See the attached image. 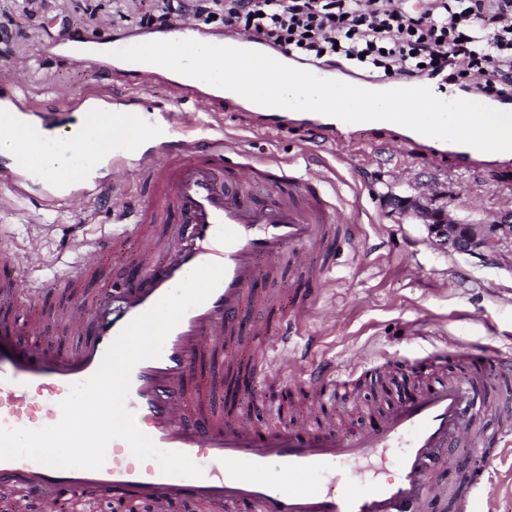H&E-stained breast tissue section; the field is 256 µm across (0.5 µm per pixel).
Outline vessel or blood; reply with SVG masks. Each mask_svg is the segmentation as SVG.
I'll use <instances>...</instances> for the list:
<instances>
[{
    "label": "vessel or blood",
    "mask_w": 512,
    "mask_h": 512,
    "mask_svg": "<svg viewBox=\"0 0 512 512\" xmlns=\"http://www.w3.org/2000/svg\"><path fill=\"white\" fill-rule=\"evenodd\" d=\"M92 64L116 81L134 68L110 55ZM151 77L204 104L224 100L221 88L180 83L166 68ZM312 127L320 139L338 146L347 144L351 129L350 123L329 115L313 121ZM371 128L395 133V141H379L384 152L395 151L403 141L431 155L436 164L450 161L470 171L486 159L485 152L470 146L393 122L375 121ZM158 152L142 168L143 184L155 193L151 208L132 207L127 194L113 183H84L63 193H46V207L93 196L124 215L126 224L103 241L108 249H124L134 237L141 250H153L154 241L141 230L145 224L166 225L167 241L156 262L130 261L131 279L114 306L90 310L77 302L59 312V320L80 339L72 351L49 353L40 346V318L0 315V427L38 429L58 423L60 404L72 385L97 371L110 344L131 321L190 271L208 263L209 246L220 239L225 268L221 282L203 304L184 315L160 357L134 367L127 398L139 428L160 449L186 453L203 475L163 474L157 460L138 461L121 439L109 443L98 470L51 468L26 458L0 461V489L21 495L15 512H24L29 501L39 503L41 512H60L63 491L110 499L116 512L136 503L147 504L151 512H170L178 501L192 502L201 512H425L430 496L442 491L436 473L456 449L481 461L468 476L470 492L460 501V512H492L501 485L477 446L481 430L476 421L482 412L469 404L475 391L490 388L496 376L511 375L512 362L486 369L485 350L469 354L476 366L470 377L420 388L416 398L395 407L371 429H338L329 406L323 407L322 423L315 429L259 431L210 408L189 416L197 403L189 378L225 342L255 339L257 353L247 365L249 371L269 362L291 366V335L309 313L305 296L289 290L293 309L286 325H250L245 317L259 296V284L281 260L312 282H322L315 261L331 246L329 228L347 237L349 217L330 201L323 173L287 170L266 161L235 163L226 159L223 145L212 140H162ZM255 185L264 187V195L252 193ZM40 246L34 239L26 255L0 253V271H13L9 277L0 274V298L22 290L40 298L39 282L19 276ZM14 335L28 337V345H12ZM387 453L396 456L394 478H344V471L375 466Z\"/></svg>",
    "instance_id": "b4317fda"
}]
</instances>
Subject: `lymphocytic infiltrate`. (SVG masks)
Listing matches in <instances>:
<instances>
[{
    "label": "lymphocytic infiltrate",
    "instance_id": "1",
    "mask_svg": "<svg viewBox=\"0 0 512 512\" xmlns=\"http://www.w3.org/2000/svg\"><path fill=\"white\" fill-rule=\"evenodd\" d=\"M162 23L183 11L225 30L262 35L295 61L349 66L388 78L446 74L457 61L482 77L477 90L512 98V0H426L416 12L402 0H163Z\"/></svg>",
    "mask_w": 512,
    "mask_h": 512
}]
</instances>
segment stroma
Returning a JSON list of instances; mask_svg holds the SVG:
<instances>
[{
  "instance_id": "obj_1",
  "label": "stroma",
  "mask_w": 512,
  "mask_h": 512,
  "mask_svg": "<svg viewBox=\"0 0 512 512\" xmlns=\"http://www.w3.org/2000/svg\"><path fill=\"white\" fill-rule=\"evenodd\" d=\"M159 0H0V18H9L19 34L11 43L8 61H0V88L20 87L33 104L30 115L47 130L70 124L65 109L45 111L58 91L83 96L111 87V79L87 65L61 56L64 27L86 31L104 43L126 38L145 40L165 35L155 21ZM139 108L150 123L160 122V109L180 101L188 121L179 135L190 139L202 104L178 99L167 85L148 82L137 92ZM212 137L235 143L254 160L275 158L326 174L336 204L351 217L354 231L337 241L324 258L328 286L309 292L311 311L291 343L297 370L257 373L252 397L234 417L252 428L267 429L297 419L315 425L319 413L307 383L306 369L319 364L344 367L333 403L342 424L365 428L379 415L405 400L410 382L402 374L374 379L385 361H414L453 344L446 373L468 375L462 353L483 345L497 348L500 358H512V248L482 260L438 247L414 211L400 210L398 200L417 198L445 205L448 219L460 224H494L512 212V161H485L478 176L452 165L435 167L424 155L397 149L379 156L366 128H356L349 147L318 145L302 128L257 129L236 113L221 112L210 119ZM144 137L138 151L120 167H108L105 178L117 182L133 204L147 201L138 167L143 151L153 149ZM48 189L47 182L29 180L25 195L0 183V251L19 252L31 235L43 239V260L32 276L44 286L40 302L27 293L13 300L15 313L33 306L55 309L65 301L88 307L110 305L108 283H121L127 255L137 253L136 240L124 250H100L91 275L81 276L71 298L60 295L57 279L73 260L66 245L71 238L95 240L108 235L118 219L105 203L77 201L57 208L34 205ZM246 347L227 345L218 358L198 366L192 381L209 388L215 405H223L221 384L226 365L240 361Z\"/></svg>"
}]
</instances>
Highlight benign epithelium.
Segmentation results:
<instances>
[{
  "mask_svg": "<svg viewBox=\"0 0 512 512\" xmlns=\"http://www.w3.org/2000/svg\"><path fill=\"white\" fill-rule=\"evenodd\" d=\"M422 216L433 218L428 230L443 249L489 257L512 243V213L505 214L498 224H451L441 211L432 215L425 210Z\"/></svg>",
  "mask_w": 512,
  "mask_h": 512,
  "instance_id": "1",
  "label": "benign epithelium"
}]
</instances>
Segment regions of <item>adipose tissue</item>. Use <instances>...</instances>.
I'll return each mask as SVG.
<instances>
[{"instance_id": "1", "label": "adipose tissue", "mask_w": 512, "mask_h": 512, "mask_svg": "<svg viewBox=\"0 0 512 512\" xmlns=\"http://www.w3.org/2000/svg\"><path fill=\"white\" fill-rule=\"evenodd\" d=\"M140 129L139 113L90 107L71 124V139L61 141L29 117L5 110L0 112V156L63 185L76 175L95 173L114 142L135 144Z\"/></svg>"}]
</instances>
